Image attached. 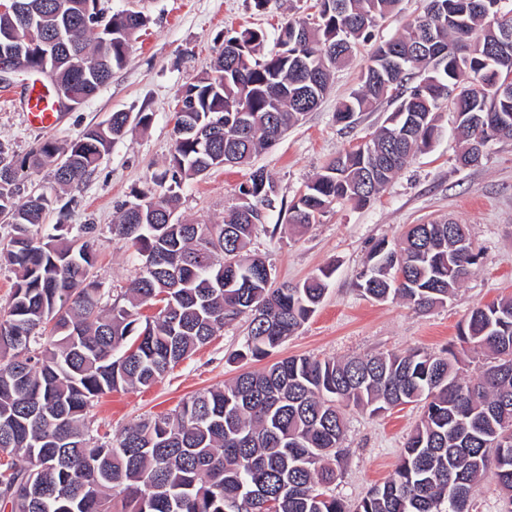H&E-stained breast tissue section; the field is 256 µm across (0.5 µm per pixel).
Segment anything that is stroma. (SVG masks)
<instances>
[{
  "mask_svg": "<svg viewBox=\"0 0 512 512\" xmlns=\"http://www.w3.org/2000/svg\"><path fill=\"white\" fill-rule=\"evenodd\" d=\"M313 4L314 0H268L258 11L252 0H100L106 13L132 8L149 19L134 36L125 65L114 70L105 85L75 110L62 113L51 130L31 123L21 97L25 88L39 83L40 74L16 75L9 84L10 94L0 93V144L7 159L19 167L16 199L22 202L41 193L52 197L42 233H50L56 224L94 225L98 246L94 274L105 303L119 301L140 271L139 260L113 236L112 225L120 206L153 188L155 176L167 168L182 87L209 71L224 49L225 36L244 27L274 36L288 16L312 14ZM425 6L426 0H400L392 13L377 21L371 42L361 45L356 58L336 72L314 110L250 164L217 167L185 181L178 191L176 215L223 223L227 210L238 201L240 184L258 168L272 179L279 199L290 202L337 152L369 137L392 111L391 102L359 114L349 127L337 123L336 105L357 88L375 44L400 32L423 14ZM115 112L132 116L148 112L152 122L115 142L85 182L62 192L53 184L51 166H25L26 157L44 141L69 144ZM437 115L441 134L436 142L416 154L368 206L336 203L320 223L302 231L289 228L285 213L268 214L250 248L271 264L275 283H295L325 267L333 271L322 304L280 347L279 356L450 351L466 377L482 372L484 358L463 341L458 326L474 307L512 295V140L491 142L478 163L463 167L456 161L455 115L445 107ZM432 220L467 225L481 254L454 297L444 306L420 313L399 300L380 302L363 296L356 275L373 244L398 239L406 225ZM248 324L243 316L224 325L209 343L152 386L103 398L93 410L94 427L119 437L140 418L171 412L196 392L222 387L241 371L258 369L255 361L230 360L244 343ZM419 416L415 405L373 417L346 410L347 455L332 487L334 494L352 504L392 475Z\"/></svg>",
  "mask_w": 512,
  "mask_h": 512,
  "instance_id": "obj_1",
  "label": "stroma"
}]
</instances>
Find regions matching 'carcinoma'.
Masks as SVG:
<instances>
[{
  "instance_id": "1",
  "label": "carcinoma",
  "mask_w": 512,
  "mask_h": 512,
  "mask_svg": "<svg viewBox=\"0 0 512 512\" xmlns=\"http://www.w3.org/2000/svg\"><path fill=\"white\" fill-rule=\"evenodd\" d=\"M399 0H315L316 20L290 18L279 49L257 57L265 34L246 28L224 38L213 73L187 85L161 192L123 205L112 233L136 253L141 273L125 303L101 305L91 228L63 225L41 239L52 198L15 201L16 172L0 158V214L13 235L0 264L15 274L0 303V512H472L475 492L495 467L512 512V297L477 306L460 335L490 361L476 379L448 354L410 351L343 359L290 356L244 371L222 388L184 400L171 414L94 437L89 413L114 391L149 387L241 315L250 317L232 360H262L316 312L332 271L274 288L266 261L250 252L276 189L263 169L239 188L222 224L187 223L174 213L176 188L219 166L245 164L312 111L332 73L372 38ZM43 9L30 20L0 16V34L33 28L36 43L0 41L16 64L38 69V49L55 44L59 87L84 101L126 62L146 17L124 10L85 19V0H24ZM502 0H428L423 16L368 58L360 85L339 103L351 124L388 99L395 108L370 139L345 150L291 201L287 223L318 224L337 201L363 207L416 152L439 136L442 101L454 112L472 165L493 140L512 139V9ZM114 112L62 149L52 141L29 156L58 155L54 183L88 178L129 131ZM480 253L463 224H411L397 243L377 241L357 287L376 301L400 298L418 312L447 303ZM163 307L150 317L140 309ZM422 405L391 478L349 506L331 492L343 457V410L379 415Z\"/></svg>"
}]
</instances>
